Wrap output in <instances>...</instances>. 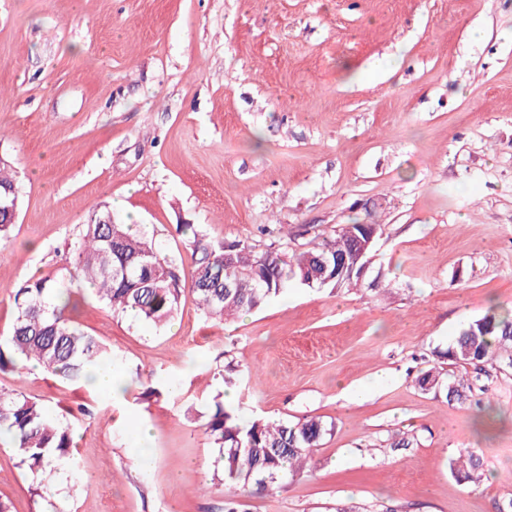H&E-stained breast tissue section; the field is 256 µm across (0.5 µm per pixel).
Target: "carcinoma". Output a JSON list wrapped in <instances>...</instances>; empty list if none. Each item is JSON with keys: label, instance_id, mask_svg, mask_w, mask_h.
<instances>
[{"label": "carcinoma", "instance_id": "1", "mask_svg": "<svg viewBox=\"0 0 512 512\" xmlns=\"http://www.w3.org/2000/svg\"><path fill=\"white\" fill-rule=\"evenodd\" d=\"M108 212L96 208L73 245V262L63 275L27 281L14 296L11 328L0 338V371H20L31 362L71 384L86 382L89 368L112 361V354L95 337L83 332L66 314L75 281L90 286L100 302L118 314L162 326L170 321L182 296L191 294L215 318L262 308L269 300L297 286L357 288L358 276L336 277V260L350 255L358 240H367L361 224H345L316 247L291 252L269 244L243 241H204L202 227L178 224L176 233L192 251L188 270L163 254L153 239L126 224H102ZM327 261L322 269L317 258ZM454 364L512 369V316L491 307L464 326L454 343L439 353ZM424 391L463 402L473 394L467 379L446 380L427 371L417 379ZM205 432L218 448L224 484L261 495L288 475L299 473L326 425L316 419L290 424L255 417L243 421L235 410L218 402L205 423ZM0 444L15 449L20 464L37 473L53 461L69 460L74 438L70 425L56 421L45 405L0 389ZM479 459L473 451L459 456L453 473L474 481Z\"/></svg>", "mask_w": 512, "mask_h": 512}]
</instances>
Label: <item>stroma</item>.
I'll return each instance as SVG.
<instances>
[{
	"label": "stroma",
	"instance_id": "stroma-1",
	"mask_svg": "<svg viewBox=\"0 0 512 512\" xmlns=\"http://www.w3.org/2000/svg\"><path fill=\"white\" fill-rule=\"evenodd\" d=\"M0 158L19 194L0 335L100 204L186 268L179 224L213 242L283 226L296 250L382 227L380 288H292L223 323L189 295L157 327L73 289L125 395L0 372L73 429L59 512H499L512 494V369L475 401L416 382L475 379L440 351L490 307L512 313V0H0ZM228 393L246 419L326 424L303 472L225 488L204 424ZM465 448L479 481L451 471ZM35 485L0 447V500L42 512ZM419 387L424 391H433L435 395H445L452 402H463L473 394V383L469 379L445 380L440 373L427 371L417 379Z\"/></svg>",
	"mask_w": 512,
	"mask_h": 512
}]
</instances>
